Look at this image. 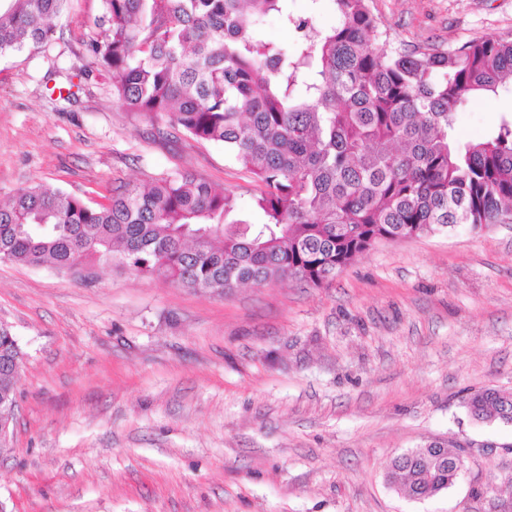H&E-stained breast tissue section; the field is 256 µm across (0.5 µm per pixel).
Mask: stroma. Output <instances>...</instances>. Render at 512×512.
Listing matches in <instances>:
<instances>
[{"instance_id":"1","label":"stroma","mask_w":512,"mask_h":512,"mask_svg":"<svg viewBox=\"0 0 512 512\" xmlns=\"http://www.w3.org/2000/svg\"><path fill=\"white\" fill-rule=\"evenodd\" d=\"M391 42L457 48L512 36V0H368ZM103 0H66L59 37L0 56V201L41 184L107 202L188 171L236 195L262 185L167 116L127 111L89 46ZM81 75L64 101L52 85ZM512 114L469 99L454 137ZM23 352L0 512H512V425L474 391L512 392V224L380 241L322 285L226 295L96 261L0 262V326ZM439 441L463 470L416 501L386 472ZM467 407L473 418L495 416L500 421H512V393L493 388L481 389L470 395Z\"/></svg>"}]
</instances>
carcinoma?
<instances>
[{"label":"carcinoma","instance_id":"cac0c4a2","mask_svg":"<svg viewBox=\"0 0 512 512\" xmlns=\"http://www.w3.org/2000/svg\"><path fill=\"white\" fill-rule=\"evenodd\" d=\"M65 0H0V55L56 39ZM288 0H103L91 44L131 112L165 114L224 145L264 190L258 219L190 173L123 184L105 204L44 186L0 204V261L72 271L114 262L194 291L295 278L320 285L381 239L512 223V118L465 144L452 135L471 96L512 83V39L455 50L387 49L367 0H330L339 20L312 33ZM277 18L289 45L262 36ZM23 353L0 326V424ZM474 418L512 421V393L470 395ZM418 500L452 478L417 448L391 464Z\"/></svg>","mask_w":512,"mask_h":512}]
</instances>
